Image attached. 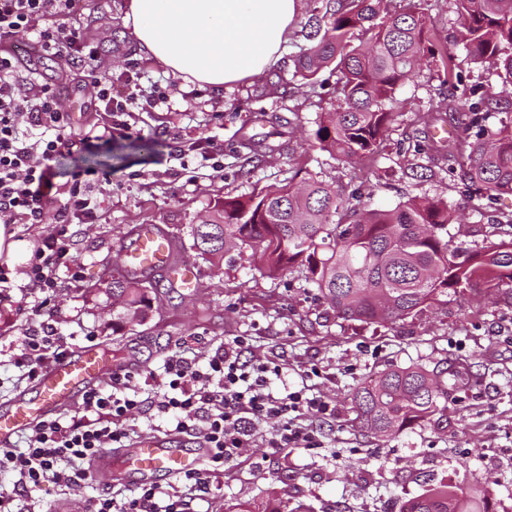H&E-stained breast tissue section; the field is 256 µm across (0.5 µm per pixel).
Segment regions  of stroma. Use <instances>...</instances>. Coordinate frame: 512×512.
Returning a JSON list of instances; mask_svg holds the SVG:
<instances>
[{"label":"stroma","mask_w":512,"mask_h":512,"mask_svg":"<svg viewBox=\"0 0 512 512\" xmlns=\"http://www.w3.org/2000/svg\"><path fill=\"white\" fill-rule=\"evenodd\" d=\"M127 4L81 0L75 21L98 48V77L119 87L126 74L136 73L144 88L173 84L179 94L170 111L136 113L129 134L114 135L110 147L93 152L77 147L58 159V184L90 159L112 173L111 185L100 188L106 200L97 219L78 227L86 289L77 293L65 283L53 298L59 331L77 347L92 339L115 349L119 362L147 375L141 386L145 398L162 392L168 352L181 349L202 360L232 337L248 335L255 358L287 367L290 387L310 386L336 408L335 418L320 425L325 447L246 449L214 478L208 497L194 502L195 512H231L236 504L261 505L272 498L282 500L287 512H400L406 500L442 481L482 488L494 512H512V457L490 458L493 449L512 448L511 292L488 300L466 292L389 326L343 321L318 299L316 288L263 275L251 254L230 266H211L196 256L189 235L214 200L285 185L305 169L336 185L368 186L373 204L380 206L424 196L468 204L466 223L448 227L453 245L472 248L497 240L512 228L511 194L490 202L469 195L459 179L441 170L422 180L407 175L412 142L441 146L432 109L447 105L454 87L426 76L398 87V115L384 158L345 166L314 145L320 100L310 86L290 79L294 45H286L280 62L264 75L224 89L176 80L135 42ZM65 71L68 78L58 88L73 130L106 121L81 70ZM176 135L186 143L209 135L223 139L221 168L193 155L179 159ZM144 141L151 150L113 158L114 147ZM139 224L161 225L182 245L199 286L186 291L154 275L156 298L144 322L129 326L101 286L117 264L126 234ZM11 295V302L0 303V403L31 387L12 363L21 351L26 317L16 307L19 290ZM454 358L467 368L446 408L431 421L385 439L356 427L348 394L359 380L386 367L432 366ZM313 366L319 376L305 378L304 370ZM106 490L124 493L128 487L94 480L85 489L52 486L24 501L35 512L61 507L84 512L90 496Z\"/></svg>","instance_id":"35a3bbf8"}]
</instances>
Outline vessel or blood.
<instances>
[{"label":"vessel or blood","instance_id":"b4317fda","mask_svg":"<svg viewBox=\"0 0 512 512\" xmlns=\"http://www.w3.org/2000/svg\"><path fill=\"white\" fill-rule=\"evenodd\" d=\"M172 242L157 225H139L120 252V266L131 273L165 274L175 286L192 289L198 273L187 262L172 264ZM113 372L112 359L103 348L87 344L44 369L34 396L15 399L0 411V447L8 446L20 432L54 415L61 407L77 402L79 396ZM205 461L201 448H186L172 437L150 435L126 448L102 452L96 458L92 475L110 482L136 487L179 478L198 469Z\"/></svg>","mask_w":512,"mask_h":512}]
</instances>
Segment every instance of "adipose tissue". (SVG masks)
<instances>
[{"mask_svg":"<svg viewBox=\"0 0 512 512\" xmlns=\"http://www.w3.org/2000/svg\"><path fill=\"white\" fill-rule=\"evenodd\" d=\"M301 0H130L132 34L173 77L220 89L282 57Z\"/></svg>","mask_w":512,"mask_h":512,"instance_id":"1","label":"adipose tissue"}]
</instances>
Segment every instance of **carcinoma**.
Here are the masks:
<instances>
[{"instance_id": "carcinoma-1", "label": "carcinoma", "mask_w": 512, "mask_h": 512, "mask_svg": "<svg viewBox=\"0 0 512 512\" xmlns=\"http://www.w3.org/2000/svg\"><path fill=\"white\" fill-rule=\"evenodd\" d=\"M303 27L306 45L294 55L292 77L325 87L317 76L335 74L331 107L319 113L314 136L336 161L351 164L383 155L396 117V89L420 77L430 59L449 85L463 86L448 105V124L462 134L448 141L446 172L479 188L492 200L512 194V117L494 129L495 113L512 112V0H453L459 44L470 63L492 70L502 90L480 93L456 72V52L432 44L434 21L421 0H310ZM433 159L415 150L411 176H433ZM309 177L247 196L217 200L191 225V249L202 259L246 252L259 257L270 277L297 274L316 288L336 318L394 325L461 292L489 296L512 288V232L471 251L448 241V225L465 211L442 198H409L393 208L366 206L371 198ZM112 297L122 300L123 318L143 320L151 306L142 279L112 272ZM459 377L453 364L387 368L352 391L359 427L376 437L402 433L429 420L448 401ZM403 512H492L489 498L441 482L406 501Z\"/></svg>"}]
</instances>
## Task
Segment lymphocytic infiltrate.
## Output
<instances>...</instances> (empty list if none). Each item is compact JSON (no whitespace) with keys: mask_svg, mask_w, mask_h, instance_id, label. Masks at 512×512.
I'll list each match as a JSON object with an SVG mask.
<instances>
[{"mask_svg":"<svg viewBox=\"0 0 512 512\" xmlns=\"http://www.w3.org/2000/svg\"><path fill=\"white\" fill-rule=\"evenodd\" d=\"M75 13L76 0H0V223L54 220L33 250L25 270L28 281L22 287L26 297L17 303L26 315V327L14 364L30 380L70 351L56 327L51 298L62 280L80 282L72 227L95 219L101 207L92 185L112 181L108 171L84 168L57 184L54 167L74 146L91 150L110 145L113 127L95 126L73 137L58 89L22 70L20 47L82 67L91 77L95 100L110 113L125 114L132 108L151 112L176 93L169 85L142 99L134 91L133 76H126L120 92L111 81L96 78L98 49L74 24ZM249 348L248 337L236 336L203 362L180 350L172 352L164 362L163 392L153 404L141 398L137 372L115 371L106 385L83 394L80 411L38 423L27 431L22 446L1 448L0 470L15 473L26 493L51 484L83 488L98 454L125 447L130 415L153 405L177 433L206 449L204 468L183 475L185 493L144 485L121 497H92L90 512H194L192 503L209 493L211 477L252 447L258 425L271 424L265 445L273 450L324 447L322 435L303 419L310 414L335 418V406L300 389H273L282 367L244 361Z\"/></svg>","mask_w":512,"mask_h":512,"instance_id":"obj_1","label":"lymphocytic infiltrate"}]
</instances>
